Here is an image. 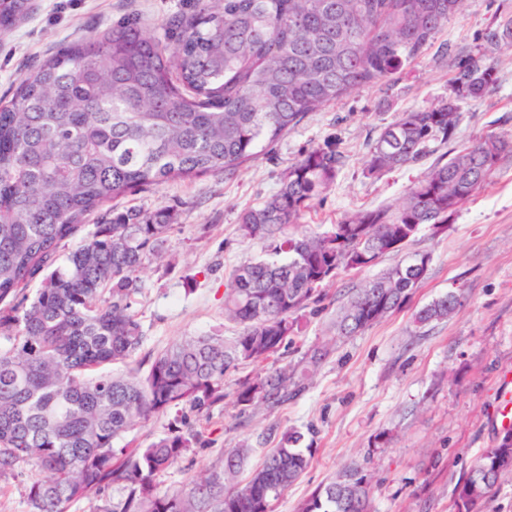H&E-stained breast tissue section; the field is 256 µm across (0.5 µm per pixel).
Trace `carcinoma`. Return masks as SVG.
I'll return each instance as SVG.
<instances>
[{"label": "carcinoma", "instance_id": "obj_1", "mask_svg": "<svg viewBox=\"0 0 512 512\" xmlns=\"http://www.w3.org/2000/svg\"><path fill=\"white\" fill-rule=\"evenodd\" d=\"M466 0H195L153 24L129 15L60 47L0 105V480L40 473L28 512H68L75 501L120 485L125 496L98 512H271L308 467L297 430L242 483L247 448L186 491L160 492L155 477L196 442L189 431L144 448L114 440L177 405L198 413L224 399V377L243 362L269 361L298 335L302 312L342 272L397 254L427 225L448 223L489 181L512 146L489 135L437 164L395 209H362L324 233L296 235L310 202L335 179L340 152L328 142L295 159L280 188L243 210V237L269 242L271 257L228 274L224 314L241 326L189 336L158 353L145 374L108 367L143 344L134 305L140 273L173 224L167 208L109 209L140 189L209 173L233 175L271 150L308 115L352 90L399 73L431 45ZM28 0H0V32ZM512 46V20L487 35ZM479 58L455 79L456 98L403 113L370 146L379 177L418 161L432 141L454 138L459 102L495 84ZM105 219L58 262L87 219ZM423 256L369 279L340 308L336 336H353L400 308L426 276ZM41 278L33 298L25 290ZM450 291L417 313L420 323L454 314ZM288 365L240 385L242 405H279L305 388ZM512 472V434L482 449L457 486L454 512H479ZM371 483L346 468L299 512H369Z\"/></svg>", "mask_w": 512, "mask_h": 512}]
</instances>
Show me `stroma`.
Here are the masks:
<instances>
[{
	"mask_svg": "<svg viewBox=\"0 0 512 512\" xmlns=\"http://www.w3.org/2000/svg\"><path fill=\"white\" fill-rule=\"evenodd\" d=\"M193 0H29L30 9L0 34V100L9 101L20 78L66 43L138 13L149 20L191 7ZM512 17V0H467L423 54L394 81L356 89L313 113L269 151L232 177L206 174L151 187L119 199L117 208L172 209L163 258H149L134 309L144 334L134 358L148 368L162 349L185 336L230 338L238 325L224 316L229 272L264 253L244 238L238 215L276 192L287 165L326 142L342 163L334 181L314 200L300 230L323 232L361 209L395 208L440 160L475 140L512 137V48L491 47L486 36ZM496 67V83L481 99L461 103L455 138L433 143L425 157L380 178L364 168L372 142L401 113L455 95L454 80L477 56ZM417 255L428 256L419 288L401 308L372 327L336 338L339 308L361 284ZM461 304L448 319L421 324L417 311L448 291ZM332 351L312 368L306 388L277 406L236 401L240 382L263 374L242 364L224 379V399L209 413L179 406L152 417L124 436L129 446L192 428L198 437L157 483L181 491L226 453L247 445L248 476L281 436L296 429L313 448L301 477L277 500L274 512H299L301 503L350 465L372 477L370 512H453L454 488L482 448L497 442L494 415L512 370V152L489 183L464 202L448 226L426 227L397 255L329 282L319 302L304 311L302 331L283 346L280 364L297 365L314 346Z\"/></svg>",
	"mask_w": 512,
	"mask_h": 512,
	"instance_id": "1",
	"label": "stroma"
}]
</instances>
